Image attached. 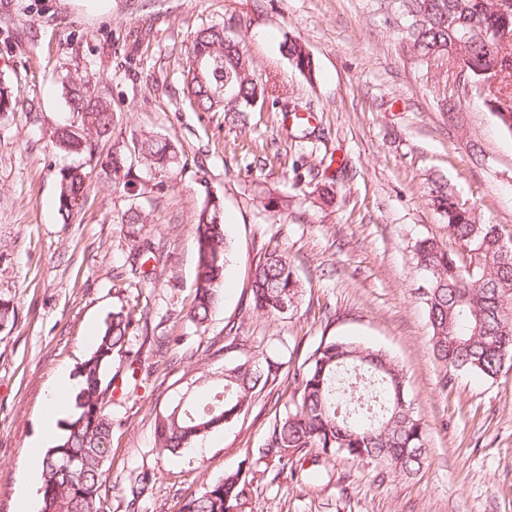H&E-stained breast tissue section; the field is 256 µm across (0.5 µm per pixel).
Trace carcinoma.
<instances>
[{"mask_svg": "<svg viewBox=\"0 0 512 512\" xmlns=\"http://www.w3.org/2000/svg\"><path fill=\"white\" fill-rule=\"evenodd\" d=\"M396 24L402 50L425 64L458 49L471 87L478 90L492 77L501 79L489 104L501 125L512 132V0H398ZM300 71H312L304 45H284ZM189 53L203 57L204 78L188 70L186 90L192 106L204 112H252L269 97L267 87L250 78L251 67L239 42L224 29L208 27L192 38ZM68 102L76 120L60 127L58 149L83 154L112 172L115 185H134V163L113 153L102 155L99 143L113 130L112 103L97 88L92 74L68 81ZM134 158L166 176L179 164L176 145L165 137H147L133 148ZM87 173L80 168L60 175L58 204L63 222L86 204ZM430 201L448 228V241L415 240L417 270L425 281L421 294L430 322L433 354L445 369L442 390L456 372L494 379L512 360V314L502 298L512 292V236L497 224H482L459 203L448 185L437 182ZM197 285L190 307L199 327L208 322L224 290L229 244L224 234V204L210 198L195 219ZM302 285L286 252L275 247L259 259L252 274L251 308L274 319L297 307ZM131 312L112 311L92 351L78 368L80 386L75 412L64 432L46 450L40 512H105V464L112 436V418L102 410L110 385L104 374L123 352L132 329ZM285 361L277 356L255 359L237 355L224 372L203 371L192 381L185 403H174L156 414L159 452L175 456L249 409L256 393L278 384ZM294 385L292 412L274 419L262 457L307 477L309 452L343 454L374 465L381 474L411 478L428 460L426 424L411 407L403 369L382 350L348 339L320 342L301 365L288 370ZM252 461L203 491L189 496L180 512H245ZM144 474L129 489V507L136 506L150 485Z\"/></svg>", "mask_w": 512, "mask_h": 512, "instance_id": "cac0c4a2", "label": "carcinoma"}]
</instances>
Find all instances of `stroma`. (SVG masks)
Masks as SVG:
<instances>
[{
    "mask_svg": "<svg viewBox=\"0 0 512 512\" xmlns=\"http://www.w3.org/2000/svg\"><path fill=\"white\" fill-rule=\"evenodd\" d=\"M388 0H0V81L19 100L0 115V512H18L31 440L60 373L76 375L106 319L130 311L126 348L141 363L109 411L106 512H128L140 473L153 486L138 512H179L185 499L256 459L247 512H512V367L494 379L459 373L441 390L410 246L448 233L429 201L447 183L481 221L512 233V133L484 96L456 93L464 116L442 110L448 75L403 54L386 24ZM223 27L257 80L310 114L312 132L270 107L245 125L190 107L183 73L195 31ZM300 41V72L283 48ZM95 75L115 126L103 152L130 153L158 135L180 163L169 177L133 169L131 189L88 170L87 202L70 223L58 180L81 164L53 144L73 119L65 82ZM336 197L319 198L323 183ZM224 202L229 255L224 294L206 326L189 318L197 255L193 225L210 195ZM147 217L139 237L163 243L150 281L132 275L127 210ZM286 251L303 290L271 320L249 308L255 264ZM251 357L300 366L321 340L360 342L404 369L428 425L429 462L412 479L378 476L338 454L306 461L304 480L259 461L270 425L291 407L288 381L257 394L249 411L182 454L162 458L157 411L178 400L197 368L222 372L227 335Z\"/></svg>",
    "mask_w": 512,
    "mask_h": 512,
    "instance_id": "1",
    "label": "stroma"
}]
</instances>
